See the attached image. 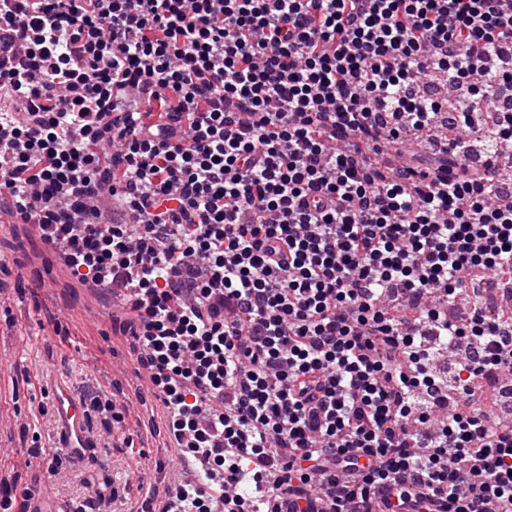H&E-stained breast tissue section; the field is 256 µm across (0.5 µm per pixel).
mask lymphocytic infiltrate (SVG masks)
I'll return each mask as SVG.
<instances>
[{"mask_svg": "<svg viewBox=\"0 0 512 512\" xmlns=\"http://www.w3.org/2000/svg\"><path fill=\"white\" fill-rule=\"evenodd\" d=\"M38 2L0 0V212L127 291L221 478L164 512H512L472 395L512 315L441 310L512 275V0Z\"/></svg>", "mask_w": 512, "mask_h": 512, "instance_id": "1", "label": "lymphocytic infiltrate"}]
</instances>
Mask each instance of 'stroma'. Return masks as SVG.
Masks as SVG:
<instances>
[{"label":"stroma","instance_id":"35a3bbf8","mask_svg":"<svg viewBox=\"0 0 512 512\" xmlns=\"http://www.w3.org/2000/svg\"><path fill=\"white\" fill-rule=\"evenodd\" d=\"M135 346L107 289L77 281L32 225H0V512L42 493L61 512H161L182 473L162 400L140 395ZM65 380L91 407L77 463L49 409L50 384Z\"/></svg>","mask_w":512,"mask_h":512}]
</instances>
